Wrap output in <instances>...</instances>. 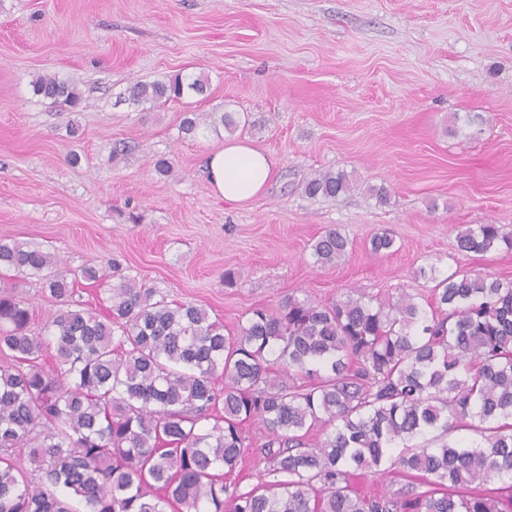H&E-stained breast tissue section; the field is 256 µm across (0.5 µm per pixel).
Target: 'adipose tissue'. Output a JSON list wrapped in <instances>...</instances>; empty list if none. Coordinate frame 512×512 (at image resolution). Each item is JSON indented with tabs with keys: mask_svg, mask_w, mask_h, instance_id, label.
Wrapping results in <instances>:
<instances>
[{
	"mask_svg": "<svg viewBox=\"0 0 512 512\" xmlns=\"http://www.w3.org/2000/svg\"><path fill=\"white\" fill-rule=\"evenodd\" d=\"M270 156L245 141L226 143L224 148L209 153L206 175L218 198L241 202L259 194L272 176Z\"/></svg>",
	"mask_w": 512,
	"mask_h": 512,
	"instance_id": "ef3b65f1",
	"label": "adipose tissue"
}]
</instances>
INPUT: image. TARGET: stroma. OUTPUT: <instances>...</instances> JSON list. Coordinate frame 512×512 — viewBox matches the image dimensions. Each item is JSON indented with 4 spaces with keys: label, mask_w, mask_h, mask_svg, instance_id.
I'll list each match as a JSON object with an SVG mask.
<instances>
[{
    "label": "stroma",
    "mask_w": 512,
    "mask_h": 512,
    "mask_svg": "<svg viewBox=\"0 0 512 512\" xmlns=\"http://www.w3.org/2000/svg\"><path fill=\"white\" fill-rule=\"evenodd\" d=\"M45 74L75 85L81 111L34 95ZM177 75L206 93L128 102L134 83ZM189 112L259 126L188 134ZM233 138L273 160L265 189L236 203L204 172ZM325 170L351 191L306 196ZM380 185L388 203L369 192ZM475 224L512 235V0H0V238L63 271L106 270L77 285L90 309L115 262L228 334L289 294L423 302L430 268L512 280V250L458 249ZM331 228L348 252L320 266L311 246ZM382 232L394 245L373 252Z\"/></svg>",
    "instance_id": "stroma-1"
}]
</instances>
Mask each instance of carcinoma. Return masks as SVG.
Returning <instances> with one entry per match:
<instances>
[{
	"instance_id": "cac0c4a2",
	"label": "carcinoma",
	"mask_w": 512,
	"mask_h": 512,
	"mask_svg": "<svg viewBox=\"0 0 512 512\" xmlns=\"http://www.w3.org/2000/svg\"><path fill=\"white\" fill-rule=\"evenodd\" d=\"M205 88L176 76L136 83L129 99ZM32 90L81 104L55 76ZM350 188L328 171L304 193ZM501 243L512 249L496 224L457 236L468 253ZM347 247L330 229L312 256L324 266ZM58 264L0 239V271L41 278L59 303L46 335H33L28 300L0 280V512H78L75 501L85 512H512L511 281L432 268L425 306L357 288L328 304L290 295L226 336L203 306L125 275L106 313L89 310L73 300L76 280L45 273ZM250 421L264 431V481L244 490L229 476L252 450ZM465 426L479 441L454 436ZM366 472L405 483L368 495ZM502 478L511 483L488 487Z\"/></svg>"
}]
</instances>
